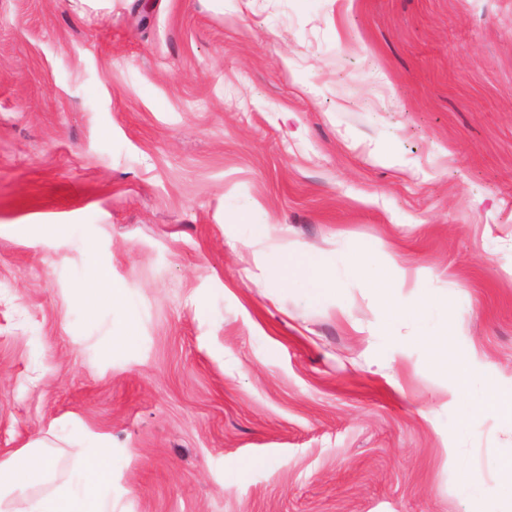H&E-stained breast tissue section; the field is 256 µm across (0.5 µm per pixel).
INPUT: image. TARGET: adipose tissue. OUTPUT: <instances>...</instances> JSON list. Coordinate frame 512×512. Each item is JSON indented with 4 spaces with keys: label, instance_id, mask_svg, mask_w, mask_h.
Instances as JSON below:
<instances>
[{
    "label": "adipose tissue",
    "instance_id": "ef3b65f1",
    "mask_svg": "<svg viewBox=\"0 0 512 512\" xmlns=\"http://www.w3.org/2000/svg\"><path fill=\"white\" fill-rule=\"evenodd\" d=\"M68 484L40 496L32 495L34 483L50 478L53 461L44 441H35L0 460V512L21 502L22 512H112V453L103 436L83 437Z\"/></svg>",
    "mask_w": 512,
    "mask_h": 512
}]
</instances>
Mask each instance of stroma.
Instances as JSON below:
<instances>
[{
	"mask_svg": "<svg viewBox=\"0 0 512 512\" xmlns=\"http://www.w3.org/2000/svg\"><path fill=\"white\" fill-rule=\"evenodd\" d=\"M492 388L512 0H0V458L105 435L112 512H512ZM353 270L360 276L368 279L371 288H376L379 292L380 303L383 307L384 325L389 327L397 319L395 311L386 310L389 306V288L390 271L387 266L378 262L372 255H361L353 261ZM78 293L89 302L102 298L112 299V302L122 303L125 291L121 284L113 283L109 269L104 265H94L88 279L77 285Z\"/></svg>",
	"mask_w": 512,
	"mask_h": 512,
	"instance_id": "1",
	"label": "stroma"
}]
</instances>
